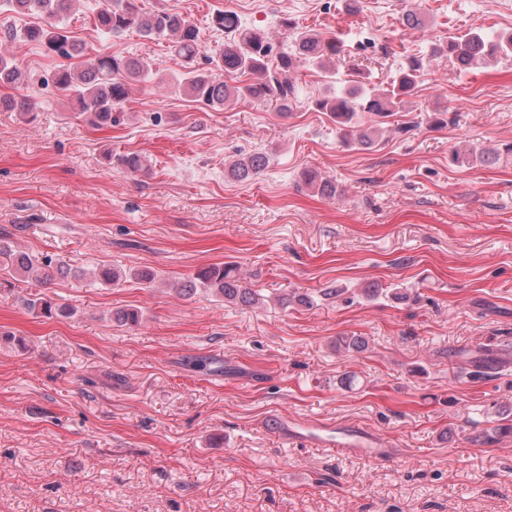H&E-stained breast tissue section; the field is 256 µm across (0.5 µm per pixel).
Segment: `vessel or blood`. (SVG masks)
I'll return each mask as SVG.
<instances>
[{
  "label": "vessel or blood",
  "instance_id": "obj_1",
  "mask_svg": "<svg viewBox=\"0 0 512 512\" xmlns=\"http://www.w3.org/2000/svg\"><path fill=\"white\" fill-rule=\"evenodd\" d=\"M291 439L305 446L355 452L372 459L386 455L383 441L364 427L332 422H294Z\"/></svg>",
  "mask_w": 512,
  "mask_h": 512
}]
</instances>
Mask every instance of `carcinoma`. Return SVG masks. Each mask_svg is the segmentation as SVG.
Returning <instances> with one entry per match:
<instances>
[{"label":"carcinoma","instance_id":"obj_1","mask_svg":"<svg viewBox=\"0 0 512 512\" xmlns=\"http://www.w3.org/2000/svg\"><path fill=\"white\" fill-rule=\"evenodd\" d=\"M75 0H0V11L25 14L39 13L46 18L44 25L28 26L12 33L22 42H37L54 55L70 61L57 70L54 83L65 97L77 104L80 113L89 116L98 127L110 126L116 118L112 112L121 108L129 95L130 86L146 79L149 68L135 57L93 56L75 40L67 28L66 17ZM140 0H107L104 8L93 17L97 31L105 35H118L135 29L146 37H167L173 52L189 64L181 83L195 98L212 108H222L238 100L272 102L278 111L288 112L297 99L292 74L300 63L317 65L325 71L330 88L314 100L319 112H326L336 123L341 138L361 147L375 142L376 130L355 128L354 118L359 112H370L384 117L412 96L424 69V61L413 57L393 77L390 88L381 92L368 87L364 80H344L332 62L340 53L342 41L337 36L322 38L309 31H296L285 23L292 33L291 52L273 55V46L265 34L242 24L239 17L227 11H218L211 17V25L224 33V42L207 56L206 68H197L193 62L202 49L200 30L193 20L180 13L166 10L145 12ZM436 52L448 58L452 67L471 71L495 66L512 58V34L490 37L480 29L461 36H450L448 42L436 47ZM251 75L253 79L242 85H229L226 75ZM25 81V74L13 58L0 54V84L17 85ZM0 109L29 113L31 102L27 98L0 97ZM130 174L149 168V160L138 153H128L119 159ZM269 163L263 152L251 153L236 160L230 169L233 178L247 181L257 176ZM302 181L318 194L336 196V184L323 179L311 169L301 173ZM52 266V259H41L14 249L7 238L0 237V285L12 286V281L28 277ZM149 285L157 274L149 269L126 273L110 266L98 268L94 278L106 285H117L127 278ZM176 291L191 296L204 290L226 304L254 307L264 303L262 295L241 284L238 269L231 265H215L199 270L176 282ZM28 308L47 318H67L72 309L34 295L26 300ZM498 424L485 440L512 434V419L507 412L495 409Z\"/></svg>","mask_w":512,"mask_h":512}]
</instances>
